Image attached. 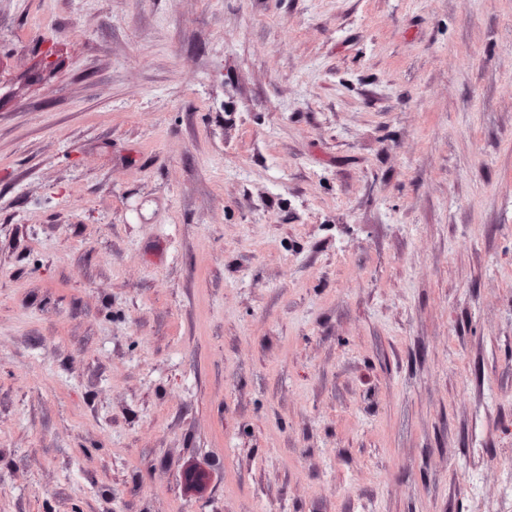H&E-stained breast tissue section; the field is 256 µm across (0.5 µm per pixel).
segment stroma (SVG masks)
I'll use <instances>...</instances> for the list:
<instances>
[{
    "label": "stroma",
    "mask_w": 512,
    "mask_h": 512,
    "mask_svg": "<svg viewBox=\"0 0 512 512\" xmlns=\"http://www.w3.org/2000/svg\"><path fill=\"white\" fill-rule=\"evenodd\" d=\"M279 507L512 512V0H0V512Z\"/></svg>",
    "instance_id": "35a3bbf8"
}]
</instances>
